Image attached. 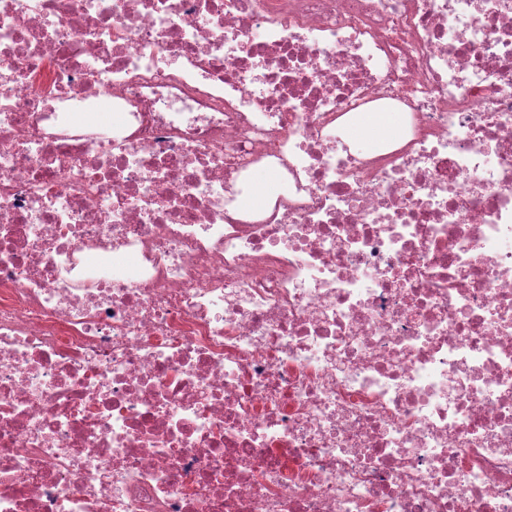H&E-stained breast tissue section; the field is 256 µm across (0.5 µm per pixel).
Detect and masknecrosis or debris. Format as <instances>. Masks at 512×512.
<instances>
[{
	"label": "necrosis or debris",
	"instance_id": "obj_1",
	"mask_svg": "<svg viewBox=\"0 0 512 512\" xmlns=\"http://www.w3.org/2000/svg\"><path fill=\"white\" fill-rule=\"evenodd\" d=\"M0 512H512V0H0ZM357 127L368 140L397 141L401 138L399 118L393 112H361Z\"/></svg>",
	"mask_w": 512,
	"mask_h": 512
}]
</instances>
